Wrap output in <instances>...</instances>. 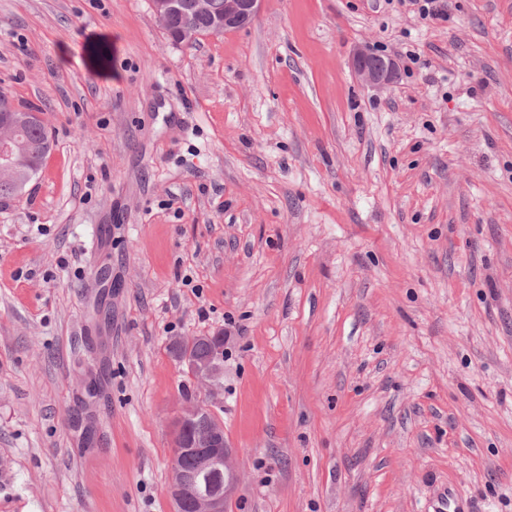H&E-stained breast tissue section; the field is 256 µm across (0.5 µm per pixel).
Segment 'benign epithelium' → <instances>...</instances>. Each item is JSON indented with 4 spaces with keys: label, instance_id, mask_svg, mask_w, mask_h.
<instances>
[{
    "label": "benign epithelium",
    "instance_id": "benign-epithelium-1",
    "mask_svg": "<svg viewBox=\"0 0 512 512\" xmlns=\"http://www.w3.org/2000/svg\"><path fill=\"white\" fill-rule=\"evenodd\" d=\"M156 19L162 27H167L174 14L189 18L199 9L192 0H151ZM260 0H224V13L214 16V34H222L238 29L252 21L258 13ZM352 66L356 76L364 84L384 89L391 85L397 75L398 65L392 59H383L375 64L368 62V50L360 47L352 57ZM40 116L29 112L20 116L11 107L0 108V173L8 175L15 169L18 156L29 152L25 141L16 136L20 125L39 123ZM224 348L214 347L215 355L210 361H196L182 353L175 354V360L184 365L198 383L209 389L206 404H187L176 417L172 428L173 460L171 497L174 512H184L186 492L193 488L194 512H224L231 489L237 484L239 476L231 463V449L224 438V428L217 425L209 433L202 446L187 441V430L209 420L212 407L219 402L218 386L212 377L213 362L222 357ZM193 453L195 462L190 470L178 464L186 453Z\"/></svg>",
    "mask_w": 512,
    "mask_h": 512
}]
</instances>
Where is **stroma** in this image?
I'll return each instance as SVG.
<instances>
[{"label": "stroma", "instance_id": "35a3bbf8", "mask_svg": "<svg viewBox=\"0 0 512 512\" xmlns=\"http://www.w3.org/2000/svg\"><path fill=\"white\" fill-rule=\"evenodd\" d=\"M360 45L420 61L374 89ZM0 94L50 138L0 197V512H173L207 391L167 344L224 329L226 512H512V0H262L192 47L0 0ZM401 6L414 7L422 20L429 21H448L450 18L451 4L450 0H398Z\"/></svg>", "mask_w": 512, "mask_h": 512}]
</instances>
